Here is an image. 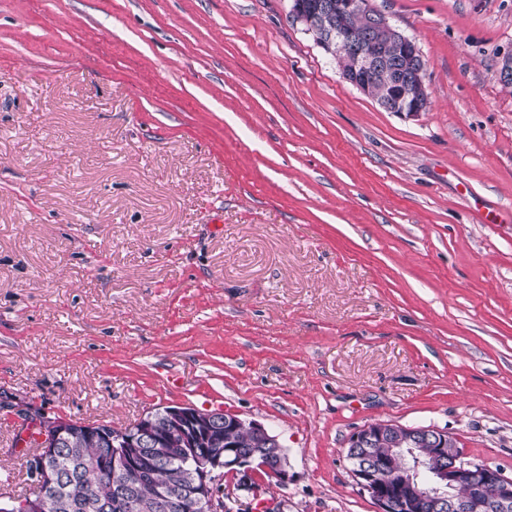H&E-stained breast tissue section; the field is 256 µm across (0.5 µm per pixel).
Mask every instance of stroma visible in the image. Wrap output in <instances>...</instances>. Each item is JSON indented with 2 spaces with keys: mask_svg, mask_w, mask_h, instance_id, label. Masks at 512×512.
Returning a JSON list of instances; mask_svg holds the SVG:
<instances>
[{
  "mask_svg": "<svg viewBox=\"0 0 512 512\" xmlns=\"http://www.w3.org/2000/svg\"><path fill=\"white\" fill-rule=\"evenodd\" d=\"M431 105L345 82L290 0H0V489L24 415L262 423L274 512H376L370 423L512 476V0H372Z\"/></svg>",
  "mask_w": 512,
  "mask_h": 512,
  "instance_id": "35a3bbf8",
  "label": "stroma"
}]
</instances>
